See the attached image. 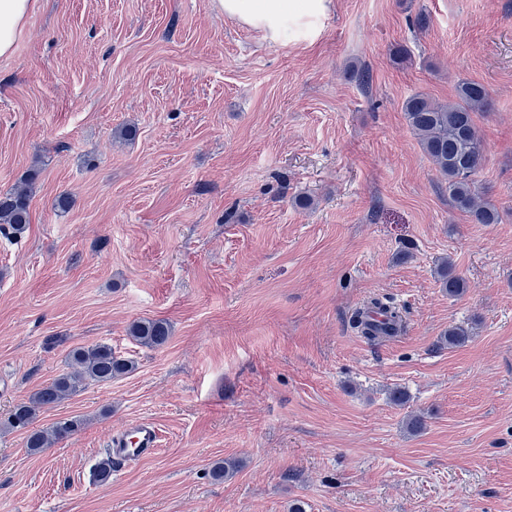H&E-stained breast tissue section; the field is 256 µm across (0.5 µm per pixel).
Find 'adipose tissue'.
<instances>
[{
  "label": "adipose tissue",
  "mask_w": 512,
  "mask_h": 512,
  "mask_svg": "<svg viewBox=\"0 0 512 512\" xmlns=\"http://www.w3.org/2000/svg\"><path fill=\"white\" fill-rule=\"evenodd\" d=\"M225 16L270 39L282 38L287 27L313 29L327 11L328 0H216ZM36 0H0V56L10 55Z\"/></svg>",
  "instance_id": "ef3b65f1"
}]
</instances>
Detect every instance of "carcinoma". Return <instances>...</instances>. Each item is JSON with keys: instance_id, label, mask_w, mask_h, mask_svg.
Instances as JSON below:
<instances>
[{"instance_id": "obj_1", "label": "carcinoma", "mask_w": 512, "mask_h": 512, "mask_svg": "<svg viewBox=\"0 0 512 512\" xmlns=\"http://www.w3.org/2000/svg\"><path fill=\"white\" fill-rule=\"evenodd\" d=\"M490 108L486 87L469 80L458 84L456 99L448 104L438 103L423 93H415L403 103L406 120L422 149L435 169L448 180V198L455 208L469 214L475 224L499 222L497 209L479 190L476 180L484 159V145L475 116ZM37 175L38 171L34 170L21 185L0 193V233L20 237L27 231ZM436 276L448 297H458L465 292V281L456 274L451 258L439 261ZM371 304L382 311L392 325L405 324L403 311L389 299L377 297ZM127 333L143 346L160 348L168 342L171 327L163 319L140 318L129 324ZM470 336L469 327L452 325L439 336L435 347L439 350L461 347ZM69 359L71 370L34 392L28 402L17 405L7 419L8 428L25 431V446L34 454L69 437L81 426L78 419H64L48 429L34 428L32 424L41 408L63 402L90 383H108L133 370V363L116 357L112 346L105 343L76 348Z\"/></svg>"}]
</instances>
